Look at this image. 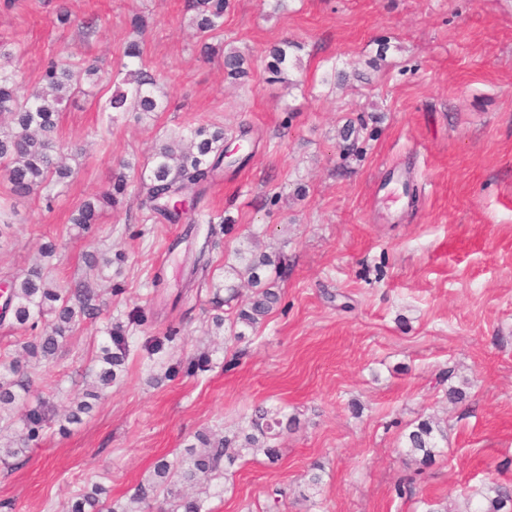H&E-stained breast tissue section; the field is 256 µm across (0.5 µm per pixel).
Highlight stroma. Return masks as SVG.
Masks as SVG:
<instances>
[{"instance_id":"35a3bbf8","label":"stroma","mask_w":512,"mask_h":512,"mask_svg":"<svg viewBox=\"0 0 512 512\" xmlns=\"http://www.w3.org/2000/svg\"><path fill=\"white\" fill-rule=\"evenodd\" d=\"M189 3L0 0V41L16 45L30 85L64 48L116 67L131 17L143 16L144 58L169 101L111 123L100 88L66 104L58 138L76 174L52 208L18 202L0 276L26 271L59 235L54 273L72 275L88 245L69 229L71 210L171 131L205 121L252 153L202 202L225 220L215 248L204 224L189 233L135 207L103 215L97 250L126 256L95 282L122 288L113 320L148 307L151 331L178 330L182 368L168 378L165 364L130 360L81 424L49 429L19 466L0 467V501L57 512L94 482L126 498L196 431L238 430L263 403L297 419L281 459L237 460L212 512H268L275 487L286 492L280 512H466L491 483L512 484V0H231L208 59ZM284 40L292 65L274 81L268 50ZM231 47L251 57L247 77L225 75ZM348 125L361 156L342 152ZM254 238L282 262L281 303L257 333L225 338L204 376H188L210 315L193 267L206 256L223 280ZM100 328L85 324L60 353L56 406L85 388ZM453 388L462 399L450 400ZM430 416L447 439L424 466L404 436ZM316 462L322 483L310 495ZM406 476L416 493L400 499Z\"/></svg>"}]
</instances>
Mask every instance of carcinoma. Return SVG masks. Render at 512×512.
<instances>
[{
  "mask_svg": "<svg viewBox=\"0 0 512 512\" xmlns=\"http://www.w3.org/2000/svg\"><path fill=\"white\" fill-rule=\"evenodd\" d=\"M229 0H192L191 23L197 34L206 40L224 26V12ZM135 37L122 50L126 62L112 71L89 57L76 58L63 50L57 59L41 70L32 90L19 94L25 76L16 65L18 52L0 44V168L7 176L8 195L22 200L44 194L47 202L59 196L57 188L67 187L73 176L57 149L58 126L63 104L83 92V85L101 86L111 90L102 105L104 112H140L149 114L166 108L159 94L162 78L153 74L143 58V37L146 23L141 16L130 21ZM291 43L283 42L269 51L268 71L279 76L288 70ZM245 55L231 48L224 53V72L239 79L246 76ZM224 128L199 124L182 130L174 138H165L155 145L150 162L143 166L128 162L110 176L105 190L91 199L81 201L72 211L69 223L83 236H94L105 212L139 201L151 216L170 224L198 223L194 217L206 195L208 185L224 174ZM15 205L0 204V238L9 234ZM122 263L125 256L105 257L97 251L83 256L85 273L81 277H50L37 266L22 274L10 276L11 304L0 314V325L28 333L13 353H0V430L17 433L0 443V464L9 468L27 456L38 444L43 428L54 422L65 433L68 426L82 422V415L93 409V402L104 397L105 389L122 377L132 349L130 332L144 322L139 308L127 314V322H109L106 336L100 342L95 365L90 370L89 389L74 397L73 405L61 414L50 402L38 400L18 414L19 401L30 393L33 376L53 372L59 350L80 331L96 321L106 310L103 292L93 287L91 273L100 265ZM271 265L265 256L250 255L238 249L235 263L227 273L248 276L256 291L245 304L239 302L238 289L232 285L211 289V322L215 334L224 331V313L231 314L230 331L235 340L254 332L277 308L281 295L276 283L261 280L260 270ZM176 341V332L163 338L145 340L140 351L148 359ZM296 424V419L280 409L262 405L254 408L247 426L228 435L218 430H203L194 435L177 464L165 459L156 462L153 477L138 484L127 501L112 500L106 489L94 483L85 487L61 505V512H208L211 497L224 493L218 480L226 477L229 468L243 455L266 458L275 465L280 460L277 440ZM447 432L440 422L427 418L418 421L405 435L407 455L421 456L427 462L439 452ZM512 507V485L492 483L486 495V506L476 512H504Z\"/></svg>",
  "mask_w": 512,
  "mask_h": 512,
  "instance_id": "carcinoma-1",
  "label": "carcinoma"
}]
</instances>
